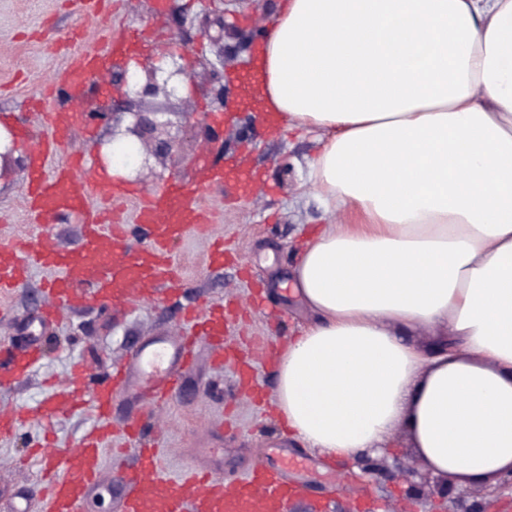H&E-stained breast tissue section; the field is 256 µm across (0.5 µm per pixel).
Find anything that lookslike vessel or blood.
<instances>
[{
	"label": "vessel or blood",
	"instance_id": "b4317fda",
	"mask_svg": "<svg viewBox=\"0 0 512 512\" xmlns=\"http://www.w3.org/2000/svg\"><path fill=\"white\" fill-rule=\"evenodd\" d=\"M103 50L75 49L68 67L60 74L54 89L56 106L45 114L41 146L34 154L26 179L25 209L33 217L38 232L33 239L0 245V294L14 292L26 283L32 269L51 273L47 303L37 323L49 326L57 310L82 309L104 301L121 303L132 296L143 298L175 292L178 287L170 253L185 235L200 228L201 199L196 186L172 184L144 197L137 211V223H108L102 210L91 207L89 199L95 184L80 180L86 162L70 155L60 165L49 166L50 156L65 148L73 131L86 125L84 113L69 106L75 93L101 68ZM234 180L239 196L250 193L253 176L247 171L232 175L215 171L208 184L223 186L225 178ZM68 217L79 223L76 247L50 245L48 227L56 218ZM140 227L146 239L134 245L132 229ZM194 333L170 342L168 366L145 370L152 358L151 349L136 353L142 368L138 380H131L126 368L112 371L107 385H89L82 370H74L68 391L44 401L40 413L53 420L61 406L90 404L97 424L80 440L75 452L61 457L60 474L49 486L45 512H84L88 491L98 479L102 447L112 431L113 387L133 386L135 394L159 402L178 386V370L192 360L198 343L224 344V305L217 302L201 315H191ZM39 355L37 337H30L19 352L0 355V385L17 382L35 364ZM124 512H288V497L293 492L279 468L258 463L251 477L225 492L221 475L190 470L173 478L160 468L153 449H144L136 467L123 474Z\"/></svg>",
	"mask_w": 512,
	"mask_h": 512
}]
</instances>
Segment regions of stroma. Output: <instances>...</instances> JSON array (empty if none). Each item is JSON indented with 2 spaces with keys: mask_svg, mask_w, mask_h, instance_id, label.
<instances>
[{
  "mask_svg": "<svg viewBox=\"0 0 512 512\" xmlns=\"http://www.w3.org/2000/svg\"><path fill=\"white\" fill-rule=\"evenodd\" d=\"M275 0H101L92 14L78 12L72 0H0V129L16 133V157L29 160L43 130L40 106L54 74L72 51L68 38L81 33V47H103L106 32L134 30L121 55L107 56L96 83L144 62L167 71L179 65L192 80L171 96L143 101L115 99L113 121H93L76 133L69 148L85 156L82 179L105 188L114 184L148 194L179 181L202 183L204 168H232L246 162L263 179L252 197L236 198L232 183L203 193L206 233L188 235L173 253L182 277V291L170 299H133L118 306L106 303L67 315L50 328L45 356L18 384L0 386V411L15 409L24 419L15 432L0 437V512H8L15 491L30 498V512H40L42 468L62 452L76 448L95 424L88 410L62 416L45 433L32 410L83 366L90 383L106 378L112 365L131 361L135 349L174 339L183 328V310L210 300L227 302L232 315L224 334L229 348L223 364H215L207 346L183 370L179 391L152 407L129 391L113 397L112 422L122 425L135 416H149L151 432L163 465L178 476L190 468L222 475L226 483L246 480L261 462L287 467L288 480L304 486L291 512H345L361 501L365 512H384L387 504L405 500L407 483L367 473L362 461L329 459L288 435L276 408L274 373L277 353L312 321V313L288 285L304 235L333 221L314 192L306 187L307 166L318 143L315 133L301 129L270 134L258 110L237 113L208 140L198 126L181 133L178 151L164 163L136 175L108 176L114 145L113 126H126L132 113L162 107L171 112H220L210 75H224V86L239 91V76L254 54L238 37L270 13ZM222 20L223 38L204 34L203 23ZM25 170L0 177V226L18 237L36 234L27 221L22 193ZM220 239L231 256L224 269L207 261L211 240ZM47 275L33 269L26 285L0 303V343H26V324L40 307ZM252 355L256 390L240 389L236 360ZM133 461L132 452L106 451L101 478L86 512H122L119 476Z\"/></svg>",
  "mask_w": 512,
  "mask_h": 512,
  "instance_id": "obj_1",
  "label": "stroma"
}]
</instances>
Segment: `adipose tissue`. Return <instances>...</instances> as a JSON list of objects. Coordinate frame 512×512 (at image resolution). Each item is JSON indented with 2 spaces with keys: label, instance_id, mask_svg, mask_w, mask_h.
<instances>
[{
  "label": "adipose tissue",
  "instance_id": "ef3b65f1",
  "mask_svg": "<svg viewBox=\"0 0 512 512\" xmlns=\"http://www.w3.org/2000/svg\"><path fill=\"white\" fill-rule=\"evenodd\" d=\"M253 92L316 132L293 293L317 314L277 363L289 433L334 458L406 424L458 485L512 472V0H283ZM444 333L431 355L403 329Z\"/></svg>",
  "mask_w": 512,
  "mask_h": 512
}]
</instances>
